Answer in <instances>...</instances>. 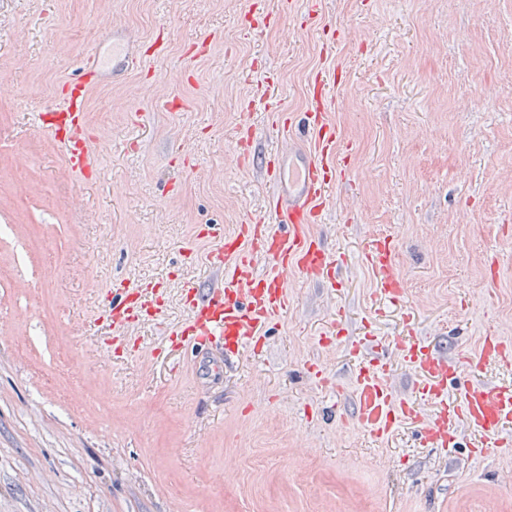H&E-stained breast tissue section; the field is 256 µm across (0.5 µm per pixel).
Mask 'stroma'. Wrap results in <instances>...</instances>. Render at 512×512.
<instances>
[{"mask_svg": "<svg viewBox=\"0 0 512 512\" xmlns=\"http://www.w3.org/2000/svg\"><path fill=\"white\" fill-rule=\"evenodd\" d=\"M248 8L0 0V512H512V425L480 457L467 430L447 453L412 423L377 440L342 422L351 392L308 372L349 381L366 335L451 357L488 331L512 340V0H324L322 25L263 29ZM115 26L165 28L170 49L91 88L82 180L34 116L88 53L111 56ZM321 68L340 180L312 231L343 259L338 285L287 275L263 350L215 373V350L166 346L183 286L212 283L211 226L268 214L241 125L256 155L286 147L269 115L304 111ZM378 235L396 243L398 302L362 260ZM144 282L166 289L160 315L112 355V287Z\"/></svg>", "mask_w": 512, "mask_h": 512, "instance_id": "1", "label": "stroma"}]
</instances>
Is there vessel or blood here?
<instances>
[{
	"label": "vessel or blood",
	"mask_w": 512,
	"mask_h": 512,
	"mask_svg": "<svg viewBox=\"0 0 512 512\" xmlns=\"http://www.w3.org/2000/svg\"><path fill=\"white\" fill-rule=\"evenodd\" d=\"M167 52L163 38L146 42L129 39L125 50L104 69L98 55L87 54L82 62L80 78L65 84L61 105L54 111L38 113L36 126L51 134L65 148L69 172L88 177L93 171L90 139L86 134L87 95L91 87L109 81L111 75L133 68L142 58L160 57ZM330 93L327 71L316 70L308 79L303 129L314 141L313 154L305 155L292 165H284L279 155L263 160L267 180L277 188L274 213L279 224L271 229L257 221L239 225L231 234L213 228L211 235L218 245L207 261L223 271L221 287L202 291L195 285L184 287V303L188 316L170 334L172 348L182 349L192 343L215 342L224 349L225 359L258 350L265 337L264 329L278 313L288 310L291 297L285 284L290 274H298L316 283L334 284L336 264L324 242L311 230L320 223L330 189L336 183V128L329 119L326 102ZM274 266V273L261 275L260 262ZM363 261L371 271L380 295L403 296L402 278L396 264L394 241L387 236L370 239ZM162 288L155 284L118 288L106 312L113 329L129 328L153 321L160 311ZM399 351L421 376L416 398H397L383 378L386 356L382 348H374L371 356L357 368L353 378L356 408L351 422L376 437L393 432L403 420H420L428 416L422 429L427 445L442 450L452 447L460 425H467L481 438L475 455L501 436L512 424V386H485L470 383L463 387L460 398L448 395V383L456 375L451 361L429 349L416 336L403 339ZM464 365L478 371L492 365L512 363V342L489 333L482 336L476 351L463 358ZM431 402L430 414L421 405Z\"/></svg>",
	"instance_id": "obj_1"
}]
</instances>
